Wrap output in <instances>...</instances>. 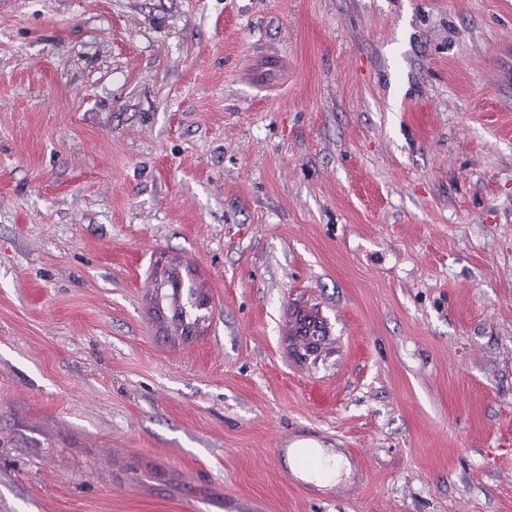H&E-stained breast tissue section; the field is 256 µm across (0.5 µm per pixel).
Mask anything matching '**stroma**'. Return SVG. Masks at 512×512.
<instances>
[{"label": "stroma", "instance_id": "stroma-1", "mask_svg": "<svg viewBox=\"0 0 512 512\" xmlns=\"http://www.w3.org/2000/svg\"><path fill=\"white\" fill-rule=\"evenodd\" d=\"M0 512H512V0H0ZM190 271L188 269V272L186 273V281L182 274L177 269L168 270L166 273L167 276L163 277L161 279L160 286H157V288H161L162 285H167L170 288H173V295L174 298H169L166 295H162L161 297H158V310L159 312L161 309L164 312L163 307V301L168 303L167 310L170 313L171 320L177 325L178 328H182V330H187L191 328L192 326H195L198 324L199 317H200V311L194 310L191 307L186 306V302L177 303V297H175L174 288H176L177 285L184 284L185 288H192L193 287V279L191 277V274H189ZM160 304V306H159ZM161 308V309H160ZM317 456L321 459L320 464L315 470V474L301 467L296 459H293L295 468L300 475L310 481L316 483L319 487H331L336 485L341 478L345 463L342 458L336 454H328L323 448H312Z\"/></svg>", "mask_w": 512, "mask_h": 512}]
</instances>
